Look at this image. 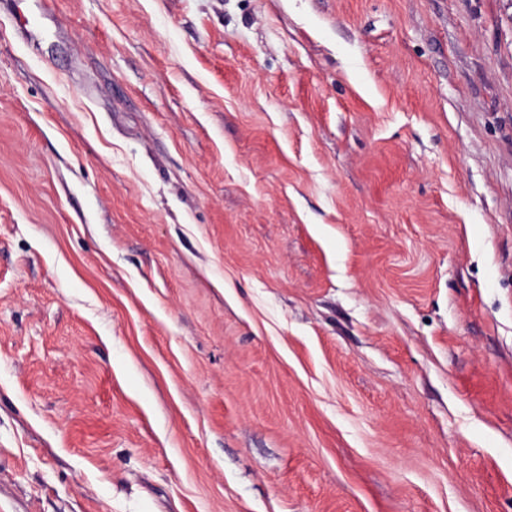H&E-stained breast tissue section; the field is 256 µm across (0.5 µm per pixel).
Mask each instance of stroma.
I'll return each mask as SVG.
<instances>
[{
	"label": "stroma",
	"mask_w": 512,
	"mask_h": 512,
	"mask_svg": "<svg viewBox=\"0 0 512 512\" xmlns=\"http://www.w3.org/2000/svg\"><path fill=\"white\" fill-rule=\"evenodd\" d=\"M0 512H512V0H0Z\"/></svg>",
	"instance_id": "obj_1"
}]
</instances>
